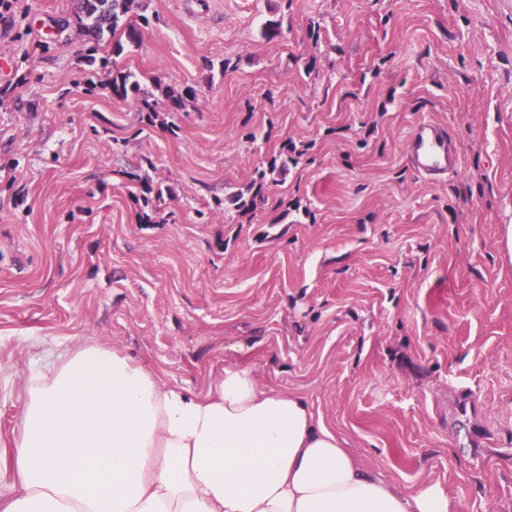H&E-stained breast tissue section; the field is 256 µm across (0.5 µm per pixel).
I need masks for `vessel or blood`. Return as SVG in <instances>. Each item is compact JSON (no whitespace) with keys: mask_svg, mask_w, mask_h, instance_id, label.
I'll list each match as a JSON object with an SVG mask.
<instances>
[{"mask_svg":"<svg viewBox=\"0 0 512 512\" xmlns=\"http://www.w3.org/2000/svg\"><path fill=\"white\" fill-rule=\"evenodd\" d=\"M406 153L415 171L428 180L441 179L461 165L447 127L429 120L413 127L406 140Z\"/></svg>","mask_w":512,"mask_h":512,"instance_id":"obj_1","label":"vessel or blood"}]
</instances>
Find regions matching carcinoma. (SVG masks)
Segmentation results:
<instances>
[{"label": "carcinoma", "mask_w": 512, "mask_h": 512, "mask_svg": "<svg viewBox=\"0 0 512 512\" xmlns=\"http://www.w3.org/2000/svg\"><path fill=\"white\" fill-rule=\"evenodd\" d=\"M146 8V0H76L72 21L91 43L87 63L93 65L98 62L102 68L108 67V60L98 61L94 53L109 37L112 38L114 56L123 54L125 45L138 43L142 30L150 24L149 17L143 14ZM111 88L115 97L134 102L138 111L145 114L147 122L152 124L159 118L158 102L151 99L133 75L113 73ZM161 93L168 103V111L174 112L185 106L190 89L179 91L167 86L161 89Z\"/></svg>", "instance_id": "obj_1"}]
</instances>
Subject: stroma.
Listing matches in <instances>:
<instances>
[{
    "label": "stroma",
    "mask_w": 512,
    "mask_h": 512,
    "mask_svg": "<svg viewBox=\"0 0 512 512\" xmlns=\"http://www.w3.org/2000/svg\"><path fill=\"white\" fill-rule=\"evenodd\" d=\"M71 12L13 0L0 24V454L32 357L84 342L194 394L248 366L398 485L512 512V0H152L97 72ZM113 70L192 94L152 125ZM423 119L461 158L438 183L406 156Z\"/></svg>",
    "instance_id": "1"
}]
</instances>
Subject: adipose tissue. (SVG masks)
Instances as JSON below:
<instances>
[{
    "mask_svg": "<svg viewBox=\"0 0 512 512\" xmlns=\"http://www.w3.org/2000/svg\"><path fill=\"white\" fill-rule=\"evenodd\" d=\"M15 445L0 512H450L440 484L404 493L306 398L245 366L192 395L77 345L32 367Z\"/></svg>",
    "mask_w": 512,
    "mask_h": 512,
    "instance_id": "ef3b65f1",
    "label": "adipose tissue"
}]
</instances>
